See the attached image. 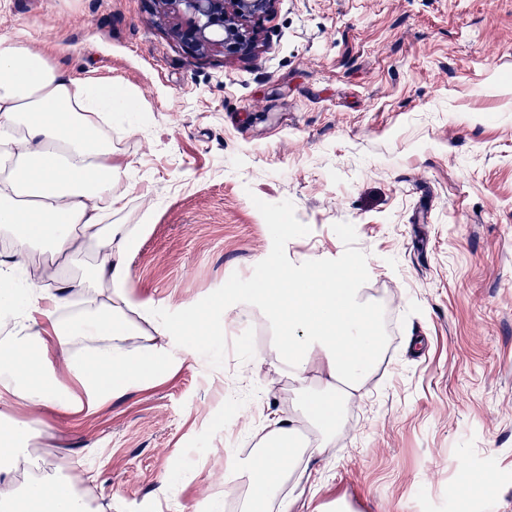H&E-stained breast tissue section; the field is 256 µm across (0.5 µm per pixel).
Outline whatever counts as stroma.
Instances as JSON below:
<instances>
[{
	"label": "stroma",
	"instance_id": "stroma-1",
	"mask_svg": "<svg viewBox=\"0 0 512 512\" xmlns=\"http://www.w3.org/2000/svg\"><path fill=\"white\" fill-rule=\"evenodd\" d=\"M171 28L152 0H0V36L134 101L112 221L147 227L127 265L152 316L128 313V348L191 314L218 331L170 336L165 369L91 411L0 398L31 428L15 486L35 461L91 512H242L229 451L298 402L244 291L361 261L383 357L291 512H512V0H278L245 58Z\"/></svg>",
	"mask_w": 512,
	"mask_h": 512
}]
</instances>
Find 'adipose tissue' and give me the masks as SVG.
<instances>
[{
	"mask_svg": "<svg viewBox=\"0 0 512 512\" xmlns=\"http://www.w3.org/2000/svg\"><path fill=\"white\" fill-rule=\"evenodd\" d=\"M131 109L123 91L60 72L44 45L23 34L0 36V227L18 242L13 259L0 260V319L14 324L11 336L0 340V395L78 413L164 365L162 346L148 359L125 347L129 325L123 310L150 312L129 289L125 258L137 235L111 221L118 203L112 183L120 172L112 162V118ZM34 244L53 255L92 250L100 261L87 275L62 274L30 288L18 305L15 274ZM358 273V264L349 261L292 269L274 264L249 292L285 328L279 338L282 369L300 386L321 390L309 406L323 431L308 452L312 460L330 447L343 401L362 390L381 357L377 317L357 286ZM82 290L106 294L107 300L64 329L60 314ZM75 336L105 345L70 358L67 387L57 378L53 356L68 355ZM27 436V424L0 421V512H17L22 499L34 512H86L68 480L15 488L12 467ZM286 475L280 457L253 450L236 454L225 479L247 480V512L271 504L289 512L288 500L276 496Z\"/></svg>",
	"mask_w": 512,
	"mask_h": 512,
	"instance_id": "obj_1",
	"label": "adipose tissue"
}]
</instances>
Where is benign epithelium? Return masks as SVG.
<instances>
[{
	"mask_svg": "<svg viewBox=\"0 0 512 512\" xmlns=\"http://www.w3.org/2000/svg\"><path fill=\"white\" fill-rule=\"evenodd\" d=\"M179 20L174 34L198 54L220 49L248 56L255 48L259 23L278 0H154Z\"/></svg>",
	"mask_w": 512,
	"mask_h": 512,
	"instance_id": "7a95c632",
	"label": "benign epithelium"
}]
</instances>
